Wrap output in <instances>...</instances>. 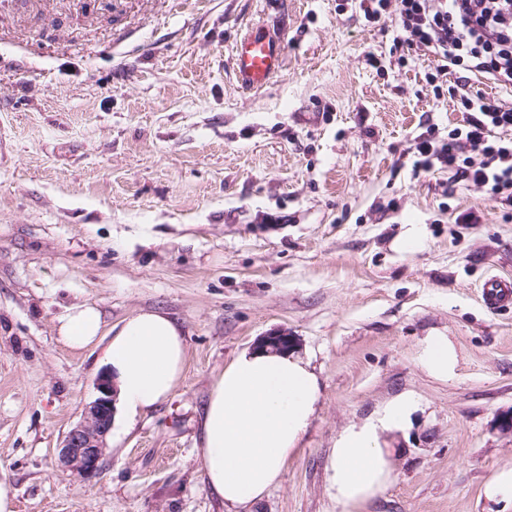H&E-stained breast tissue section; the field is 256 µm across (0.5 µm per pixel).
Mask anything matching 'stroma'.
<instances>
[{
    "label": "stroma",
    "instance_id": "stroma-1",
    "mask_svg": "<svg viewBox=\"0 0 512 512\" xmlns=\"http://www.w3.org/2000/svg\"><path fill=\"white\" fill-rule=\"evenodd\" d=\"M284 67L262 91L233 72L256 23ZM359 0H0V480L14 512H230L205 484L203 406L224 367L286 330L320 397L299 453L249 512H336L331 450L397 395L395 478L366 512H512L486 498L512 464V206L414 173L429 125L461 122L401 68ZM377 65H370L368 55ZM475 214L477 223H458ZM92 303L102 330L145 310L185 333L172 395L115 416L100 473L57 449L95 395L105 341L58 319ZM448 337V381L417 361ZM481 296L491 309L512 306V282L492 277L481 288ZM100 309L89 303L67 309L59 319V336L74 350L85 349L101 334L102 318Z\"/></svg>",
    "mask_w": 512,
    "mask_h": 512
}]
</instances>
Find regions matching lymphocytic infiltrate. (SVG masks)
I'll return each mask as SVG.
<instances>
[{"mask_svg": "<svg viewBox=\"0 0 512 512\" xmlns=\"http://www.w3.org/2000/svg\"><path fill=\"white\" fill-rule=\"evenodd\" d=\"M364 16L391 26L400 64L434 63L424 80L435 98H451L463 121L414 139L412 169H445L456 181L512 204V104L471 93L485 79L512 89V0H364Z\"/></svg>", "mask_w": 512, "mask_h": 512, "instance_id": "f902f5d3", "label": "lymphocytic infiltrate"}]
</instances>
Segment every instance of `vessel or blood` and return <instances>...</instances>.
Wrapping results in <instances>:
<instances>
[{
  "label": "vessel or blood",
  "mask_w": 512,
  "mask_h": 512,
  "mask_svg": "<svg viewBox=\"0 0 512 512\" xmlns=\"http://www.w3.org/2000/svg\"><path fill=\"white\" fill-rule=\"evenodd\" d=\"M234 64L241 86L250 91L264 88L281 73L284 46L279 35L264 27L246 33L235 45ZM485 304L492 309L512 306V282L496 277L481 288Z\"/></svg>",
  "instance_id": "b4317fda"
}]
</instances>
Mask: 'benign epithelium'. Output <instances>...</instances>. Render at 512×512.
Listing matches in <instances>:
<instances>
[{"instance_id": "benign-epithelium-1", "label": "benign epithelium", "mask_w": 512, "mask_h": 512, "mask_svg": "<svg viewBox=\"0 0 512 512\" xmlns=\"http://www.w3.org/2000/svg\"><path fill=\"white\" fill-rule=\"evenodd\" d=\"M294 344L288 331L281 330L261 337L259 345L272 350L287 349ZM97 396L85 407L81 421L66 433L58 448L61 464L86 477L96 476L102 467L107 449L106 438L112 429L114 388L104 378L97 382Z\"/></svg>"}]
</instances>
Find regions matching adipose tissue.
I'll return each instance as SVG.
<instances>
[{
  "mask_svg": "<svg viewBox=\"0 0 512 512\" xmlns=\"http://www.w3.org/2000/svg\"><path fill=\"white\" fill-rule=\"evenodd\" d=\"M101 312L84 303L68 308L59 335L81 350L101 334ZM420 365L444 380L457 355L444 336L418 348ZM108 376L118 385V404L128 417L155 408L177 388L186 364L184 333L169 315L140 311L125 318L105 350ZM319 380L308 362L292 353L253 349L238 354L218 375L204 406L199 452L206 485L224 503L244 508L281 479L298 451L319 398ZM417 402L395 397L362 424L346 427L331 451L329 490L337 512H364L394 477L389 434L406 430Z\"/></svg>",
  "mask_w": 512,
  "mask_h": 512,
  "instance_id": "obj_1",
  "label": "adipose tissue"
}]
</instances>
